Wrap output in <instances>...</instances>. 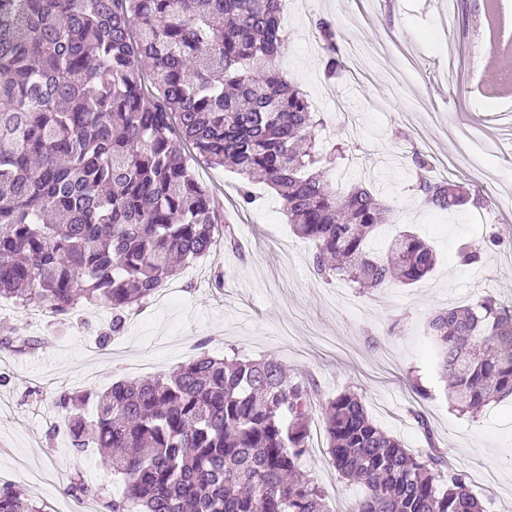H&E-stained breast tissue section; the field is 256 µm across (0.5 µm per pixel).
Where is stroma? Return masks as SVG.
I'll return each instance as SVG.
<instances>
[{
    "label": "stroma",
    "instance_id": "35a3bbf8",
    "mask_svg": "<svg viewBox=\"0 0 512 512\" xmlns=\"http://www.w3.org/2000/svg\"><path fill=\"white\" fill-rule=\"evenodd\" d=\"M281 19V67L319 113L318 140L345 149L329 179L362 183L391 209L394 221L380 226L375 249L407 229L435 247L438 264L413 285L366 293L342 279L323 281L310 265L312 242L294 234L273 190L254 184L257 202L238 209L239 177L192 159L199 181L223 202L236 243H217L189 263L172 279L167 306L143 304L118 339L104 342L105 308L81 304L60 320L0 299V474L45 512L82 510L67 484H36L28 472L82 477L91 469L105 496L122 492L95 449L74 450L54 400L172 373L202 348L280 361L318 407L357 393L407 450L446 455L490 512H512V402L475 418L452 411L424 333L431 313L512 283V0H288ZM320 19L338 37L342 67L332 79L315 31ZM470 130L483 138L477 171L469 166ZM418 154L434 179L451 177L483 195V210L424 207L411 189ZM492 234L498 241L476 268L457 264L460 244ZM416 377L428 397L413 390ZM416 410L429 429L417 424ZM301 468L326 490L330 512H350L363 493L333 466L320 416L311 420Z\"/></svg>",
    "mask_w": 512,
    "mask_h": 512
}]
</instances>
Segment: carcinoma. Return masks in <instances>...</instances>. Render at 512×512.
I'll list each match as a JSON object with an SVG mask.
<instances>
[{"mask_svg":"<svg viewBox=\"0 0 512 512\" xmlns=\"http://www.w3.org/2000/svg\"><path fill=\"white\" fill-rule=\"evenodd\" d=\"M326 75L341 62L331 25ZM281 0H0V297L58 317L79 303L128 313L222 236L215 193L181 152L240 177L238 205L257 178L280 197L312 268L362 291L412 285L434 270L433 247L401 231L384 255L369 241L388 208L327 177L307 95L283 75ZM413 191L447 210L485 198L434 180L415 157ZM465 244L459 263L481 261ZM433 364L451 408L475 413L512 399V302L487 294L427 318ZM89 392L63 395L73 446L97 449L124 483L109 512H328L304 474L313 406L275 359L203 351L172 375L118 380L81 414ZM328 454L363 495L352 512H487L465 474L422 461L378 427L358 395L324 407ZM0 512H43L14 485Z\"/></svg>","mask_w":512,"mask_h":512,"instance_id":"1","label":"carcinoma"}]
</instances>
